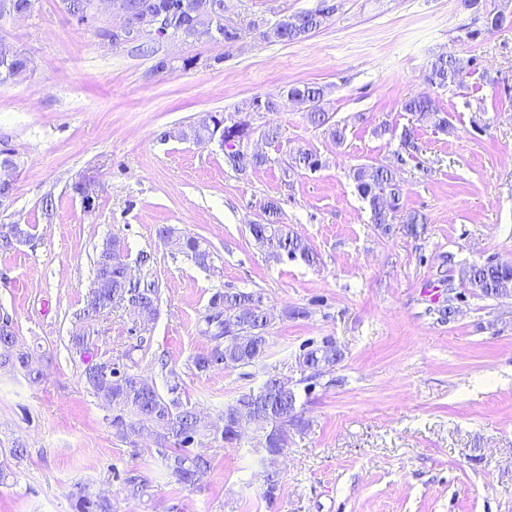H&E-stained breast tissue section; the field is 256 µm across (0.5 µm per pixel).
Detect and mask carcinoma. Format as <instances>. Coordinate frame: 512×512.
Returning a JSON list of instances; mask_svg holds the SVG:
<instances>
[{
    "instance_id": "1",
    "label": "carcinoma",
    "mask_w": 512,
    "mask_h": 512,
    "mask_svg": "<svg viewBox=\"0 0 512 512\" xmlns=\"http://www.w3.org/2000/svg\"><path fill=\"white\" fill-rule=\"evenodd\" d=\"M151 7L158 3L185 5L188 12H224V0H141ZM334 12L326 6L314 11L299 13L298 22L288 25L278 22L270 42H294L306 38ZM470 62L460 58L440 55L435 58L425 74L430 85L446 90L456 80L463 81ZM290 96H301L315 103L307 113L308 121L328 134L340 144L344 140V129L325 115L323 101L325 90L312 84H294L277 94L255 97L265 112H277ZM402 109L425 121L440 131H448V116L438 102L429 97H413L404 101ZM207 116H202L189 128L181 132L184 138L196 139L212 135ZM401 152L398 161L413 158L419 146L407 130L400 137ZM352 178L362 199L367 201L375 229L383 235L393 232L397 213L401 209L402 188L397 172L386 166L360 165L352 171ZM262 221L250 226L256 241L266 246L270 253L290 259L297 257L310 263L314 256L305 241L297 233L280 223L278 205L268 200L259 205ZM402 230L408 236L417 237L424 230V217L417 212H407L402 217ZM30 234L25 224H10L0 228V250L7 251L23 242V235ZM181 248L197 265L205 267L211 260L208 251L191 236L182 237ZM464 279L470 288L483 296L494 298L512 293V261L488 259L472 264L463 270ZM158 286L140 279L133 280L127 272V255L124 242L114 235L106 239L95 261V276L84 307L76 318L92 322L96 317L114 309H124L132 315L148 319L156 313ZM268 318L263 297L254 292L214 293L207 312L202 316L200 333L210 341V347L198 354L194 368L206 373L213 368H235L254 364L268 348ZM343 353L336 343L327 339L319 345L303 348L298 356L300 367L310 372L309 378L320 375L326 367H333L342 360ZM10 367L22 371L37 380L43 375L42 358L21 342L9 323H0V368ZM86 384L109 405L112 416L110 426L123 436L146 431L152 434L160 455L170 473L179 484L191 485L209 467L210 461L203 454L189 452V446L212 434L213 424L198 413L189 401L179 396V383L161 394L153 385L146 383L132 366L116 363L110 359L87 364L84 370ZM223 427L220 439L226 444L240 440V426L252 428L259 437V445L269 457L283 451L288 429L300 430L305 420L296 412V394L288 381L276 376L269 377L258 391L245 392L224 407L220 416ZM148 479L135 470H129L120 482V490L127 498H141L148 490ZM74 512H116L112 498L100 495L81 486L74 495Z\"/></svg>"
}]
</instances>
